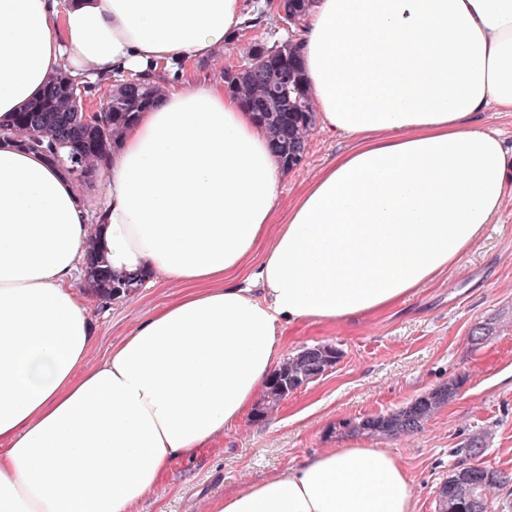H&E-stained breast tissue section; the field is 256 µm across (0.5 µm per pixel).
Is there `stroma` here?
<instances>
[{
    "label": "stroma",
    "instance_id": "stroma-1",
    "mask_svg": "<svg viewBox=\"0 0 512 512\" xmlns=\"http://www.w3.org/2000/svg\"><path fill=\"white\" fill-rule=\"evenodd\" d=\"M288 36L277 18H268L237 43L197 62L194 73L221 81L224 68L242 64L249 47ZM350 145L313 127L302 163L281 174L280 211H287L318 171ZM76 290L95 329L92 354L101 357L182 287L148 282L115 300L96 296L83 280ZM478 324L494 326L495 332L475 345L470 334ZM315 344L339 349L338 362L289 393L278 410L252 411L206 448L174 462L136 512H205L214 496L242 491L307 456L342 447L350 438L347 421L399 409L451 378L462 379V386L420 432L375 438L372 446L389 449L406 468L417 512H435L437 491L454 465L452 450L469 434L487 433L483 463L512 474V194L499 222L487 225L458 268L399 308L285 333L287 355Z\"/></svg>",
    "mask_w": 512,
    "mask_h": 512
}]
</instances>
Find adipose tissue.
Wrapping results in <instances>:
<instances>
[{
    "label": "adipose tissue",
    "instance_id": "1",
    "mask_svg": "<svg viewBox=\"0 0 512 512\" xmlns=\"http://www.w3.org/2000/svg\"><path fill=\"white\" fill-rule=\"evenodd\" d=\"M245 19L243 0H0V512H134L250 412L287 328L412 298L502 212L512 150L477 116L512 112V0H315L307 85L323 132L357 143L281 218L265 130L186 74ZM62 69L165 87L95 209L8 133ZM94 235L114 270L189 287L100 358L75 294ZM415 509L395 456L350 440L206 512Z\"/></svg>",
    "mask_w": 512,
    "mask_h": 512
}]
</instances>
